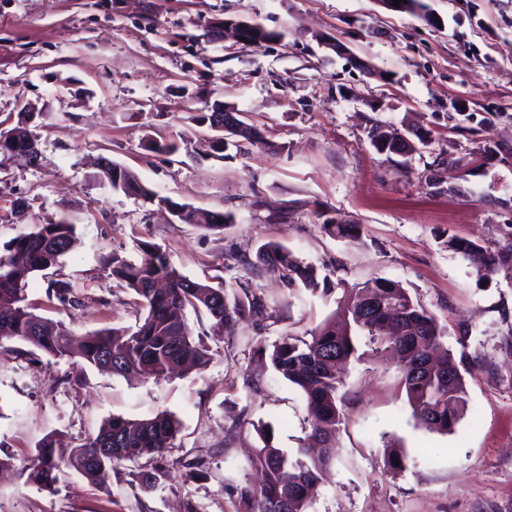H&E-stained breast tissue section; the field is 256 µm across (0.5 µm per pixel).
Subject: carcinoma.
Returning <instances> with one entry per match:
<instances>
[{"mask_svg": "<svg viewBox=\"0 0 512 512\" xmlns=\"http://www.w3.org/2000/svg\"><path fill=\"white\" fill-rule=\"evenodd\" d=\"M281 36L265 28L246 33L244 43L260 47ZM33 114L18 113L16 125L0 129V166L16 151H32L39 136L29 128ZM376 151L390 156H407L413 149L397 143V134L375 127L370 130ZM99 176L112 189L145 203H162L157 195L130 170L102 158ZM177 218L204 230H221L234 223L233 215L187 204L170 203ZM333 238L357 239L358 224H322ZM75 238V225L49 220L20 235L0 254V340L17 339L55 358H79L86 364L118 376L141 375L159 378L176 370L201 369L210 361V350L194 337L187 321L191 309L234 332L243 320L264 316L265 305L247 287L242 294L228 295L223 286L192 280L183 275L157 245L139 243L141 259L131 261L117 252L106 262L108 275L118 287L134 296L141 316L133 328L100 329L80 336L64 326L36 314L25 294L27 279L58 265ZM448 248L468 262L481 277L497 266L512 263V226L505 244L491 249L474 241L450 237ZM275 264L284 268L288 284H300L308 291L320 289L318 269L292 258L280 244L266 243L252 267ZM48 299L63 307L81 305L77 287L65 279L48 285ZM344 321L338 326L327 319L310 330L309 337L287 334L272 346L261 345L260 355L272 369L305 396L310 431L294 455L272 444V429L259 430L263 446L250 466L263 473L260 485L240 487V499L247 512H306L309 502L330 465L325 453L313 456L314 444L327 445L344 420V386L339 366L360 360L358 338L372 345L400 353L401 384L405 388L413 416L431 431L454 432L464 416L468 392L463 361L446 352L441 359L433 348L445 336L444 327L400 284L383 278L371 279L355 289V298L344 304ZM180 429L179 420L167 411L142 420L114 416L98 432L71 449L67 457L55 455L51 440H44L29 463V480L41 491L54 493L65 471H75L98 485L107 483L115 465L132 457L155 459L168 449Z\"/></svg>", "mask_w": 512, "mask_h": 512, "instance_id": "obj_1", "label": "carcinoma"}]
</instances>
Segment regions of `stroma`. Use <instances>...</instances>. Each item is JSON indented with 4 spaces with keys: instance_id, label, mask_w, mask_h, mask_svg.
Here are the masks:
<instances>
[{
    "instance_id": "35a3bbf8",
    "label": "stroma",
    "mask_w": 512,
    "mask_h": 512,
    "mask_svg": "<svg viewBox=\"0 0 512 512\" xmlns=\"http://www.w3.org/2000/svg\"><path fill=\"white\" fill-rule=\"evenodd\" d=\"M426 20L380 0H0V128L28 102L38 164L0 171V246L48 219L76 242L52 276L26 285L39 315L76 333L136 323L127 290L104 270L109 254L138 259L161 246L193 280L249 285L266 305L235 334L210 321L211 360L191 373L127 379L0 342V512H243L236 487L256 481L248 459L268 425L295 452L308 429L303 394L257 347L306 335L336 309L342 286L399 283L446 329L466 365L468 410L454 433L417 425L389 355L366 351L345 377V419L308 512H512V268L487 278L449 250L458 236L495 247L512 225V0H426ZM256 20L282 39L249 47L212 34L215 21ZM341 43L334 51L332 43ZM237 107L266 138L213 157L201 112ZM429 134L407 165L376 152L372 125ZM174 142L176 154L156 152ZM106 156L159 196L232 214L210 232L169 223L157 205L96 176ZM361 227L328 236L325 220ZM274 242L315 265L327 292L252 268ZM71 280L78 309L47 297ZM173 413L181 427L144 490L146 459L126 460L107 488L69 474L55 493L27 481L44 439L68 451L112 416ZM399 440L405 469L387 465ZM204 460L189 477L186 462Z\"/></svg>"
}]
</instances>
